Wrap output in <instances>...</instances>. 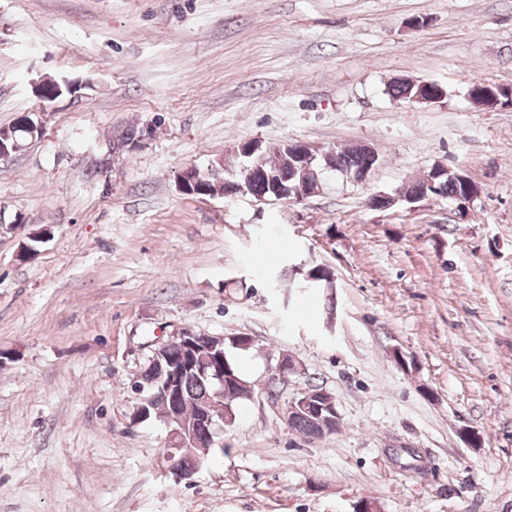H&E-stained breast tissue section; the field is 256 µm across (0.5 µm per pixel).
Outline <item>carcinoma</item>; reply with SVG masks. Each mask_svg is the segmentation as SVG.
I'll use <instances>...</instances> for the list:
<instances>
[{
    "instance_id": "obj_1",
    "label": "carcinoma",
    "mask_w": 512,
    "mask_h": 512,
    "mask_svg": "<svg viewBox=\"0 0 512 512\" xmlns=\"http://www.w3.org/2000/svg\"><path fill=\"white\" fill-rule=\"evenodd\" d=\"M390 90L395 97L405 101L424 91L435 98L445 96V88L434 82L423 86L419 82L413 84L395 81L390 85ZM70 91L71 88L63 81L48 80L42 85L36 97L51 101ZM321 167L340 177L356 180L366 171L367 159L357 146L336 148L329 150L327 159L317 161L314 170L317 171ZM193 176L195 181L188 185V195L204 196L209 193L229 196L234 187L246 184L255 194L267 200L279 201L294 198V194L288 192V188L300 186L302 172L294 170L288 153L281 148V144L274 143L272 147L248 157L232 158L225 162L215 161L204 171L196 168ZM405 194H427L452 201L463 194V189L454 179L453 172L448 171L431 181L424 177L420 178L406 188ZM242 351L243 347L228 338L222 342L204 340L193 354L194 366L180 375L177 387L169 398L153 402L148 419L165 420L168 415L174 413L186 426L196 428L207 454L224 451V447L215 442L212 428L201 422L199 408L208 407L213 421L223 428L235 423L238 407L247 400V394L254 391L241 374L234 358V353ZM218 363L224 365V369L239 381L237 390L219 393L220 385L210 374V366ZM157 374L156 365L147 362L145 369L132 382V388L141 387L142 396L151 397L156 388L150 381ZM338 427L340 424L329 425L312 413H301L288 421L290 430L307 439H320L324 434L336 431Z\"/></svg>"
}]
</instances>
